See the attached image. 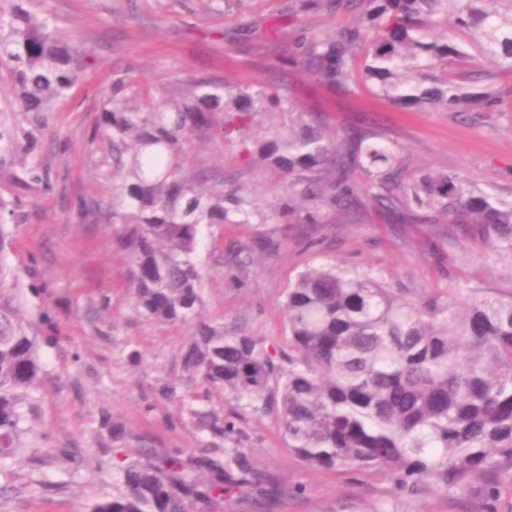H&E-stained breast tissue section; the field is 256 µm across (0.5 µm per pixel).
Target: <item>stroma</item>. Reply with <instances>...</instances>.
<instances>
[{"mask_svg":"<svg viewBox=\"0 0 512 512\" xmlns=\"http://www.w3.org/2000/svg\"><path fill=\"white\" fill-rule=\"evenodd\" d=\"M301 0H49L58 26L89 57L73 93L47 117L38 150L47 184L21 193L7 263L22 285L46 291L54 318L53 343L42 345L46 373L34 394L35 408L22 437L26 462L0 468V512H85L118 494L115 449L101 437L103 413L122 421L134 437L129 457L143 450L195 448L199 438L185 403L160 397L158 389L179 372L192 329L148 320L134 310L126 278L127 256L111 226L82 217V205L104 200L109 185L95 166L89 142L103 96L114 79H130L140 93L179 94L189 81L207 78L235 85L288 84L297 108L322 113L343 133L363 123L378 142L405 162L406 177L430 171L466 179L477 190L512 195V69L492 57L472 59L489 73L503 97L498 111L471 118L442 110H405L353 87L327 89L308 76L282 73L290 38L321 35L355 23L346 5L299 11ZM188 167L223 168L227 185L255 188L262 207L289 193L287 179L243 160L239 143H197ZM346 220L326 214L323 223L288 219L272 226L273 255H254L242 281L230 258L252 236L248 225L205 231L198 260L204 272L209 322L261 338L272 350L286 346L283 304L298 275L311 267L341 264L370 272L411 298L448 285L512 292V267L492 256L463 228L452 240L428 245L426 224H388L367 200ZM263 468L288 487L301 488L278 512H512V484L496 492L473 485L449 494L425 490L408 498L376 471L320 470L284 446L274 414H249L242 424Z\"/></svg>","mask_w":512,"mask_h":512,"instance_id":"obj_1","label":"stroma"}]
</instances>
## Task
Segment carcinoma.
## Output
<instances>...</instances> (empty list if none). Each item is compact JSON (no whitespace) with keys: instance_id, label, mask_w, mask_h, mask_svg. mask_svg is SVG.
<instances>
[{"instance_id":"carcinoma-1","label":"carcinoma","mask_w":512,"mask_h":512,"mask_svg":"<svg viewBox=\"0 0 512 512\" xmlns=\"http://www.w3.org/2000/svg\"><path fill=\"white\" fill-rule=\"evenodd\" d=\"M349 2L361 21L295 42L290 67L330 87L370 83L402 107L499 111L501 95L472 90L485 76L461 64L476 51L512 68V0ZM87 56L47 0H0V85L11 89L0 97V180L16 190L47 182L36 153L45 115L78 83ZM17 113L29 116L28 127L15 123ZM261 113L278 116L281 128L246 156L279 171L292 190L274 213L216 171L186 168L193 135L243 140ZM96 131L110 200H92L85 212L119 227L137 312L193 328L181 376L158 389L161 397L181 401L190 385L224 391L244 410L276 414L285 447L308 466L382 470L406 497L512 479V293L457 283L411 299L371 273L312 268L288 289V351L272 353L262 339L206 320L198 263L205 228L290 214L318 224L322 208L348 211L362 193L397 224L465 226L512 265V198L477 193L453 174L407 180L396 152L365 128L327 134L265 83L199 79L179 97L141 100L119 77ZM357 170L368 184L355 180ZM16 223L15 199L0 196V462L21 447L53 324L45 304L37 318L27 314V296L42 291L22 288L6 262ZM276 248L258 231L231 263L243 271ZM189 416L202 436L197 448L117 460L123 491L86 512H274L288 498V486L244 445L242 413L194 408ZM101 430L118 445L133 437L109 416Z\"/></svg>"}]
</instances>
